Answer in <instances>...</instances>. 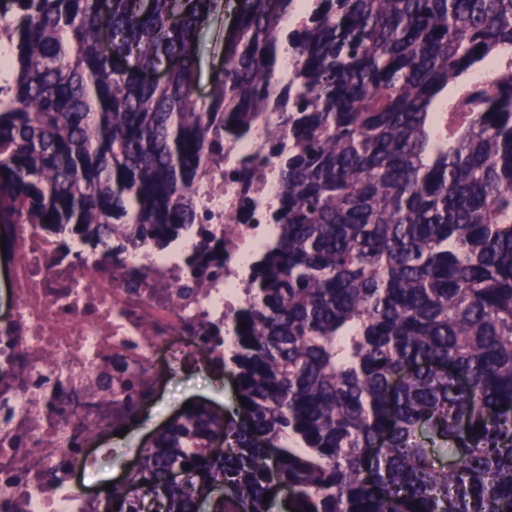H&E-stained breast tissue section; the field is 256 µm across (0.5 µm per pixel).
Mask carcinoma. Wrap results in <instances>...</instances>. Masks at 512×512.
Masks as SVG:
<instances>
[{
	"label": "carcinoma",
	"instance_id": "cac0c4a2",
	"mask_svg": "<svg viewBox=\"0 0 512 512\" xmlns=\"http://www.w3.org/2000/svg\"><path fill=\"white\" fill-rule=\"evenodd\" d=\"M295 2L242 0L200 98L197 31L226 0H0V220L108 249L199 223ZM314 3L279 234L224 356L246 405L186 410L100 512H199L217 485L220 512L280 486L297 512H512V0Z\"/></svg>",
	"mask_w": 512,
	"mask_h": 512
}]
</instances>
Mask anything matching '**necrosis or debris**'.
Segmentation results:
<instances>
[{"mask_svg": "<svg viewBox=\"0 0 512 512\" xmlns=\"http://www.w3.org/2000/svg\"><path fill=\"white\" fill-rule=\"evenodd\" d=\"M295 63L286 55L273 76L252 134L225 142L223 163L197 191L209 235L190 230L182 252L157 258L144 243L93 253L37 224L9 225L19 249L0 319V512H95L81 483L99 454L92 441L136 421L176 363L209 366L232 346L258 258L251 245L280 192L269 143L287 133ZM211 245L223 246L220 263L210 262Z\"/></svg>", "mask_w": 512, "mask_h": 512, "instance_id": "obj_1", "label": "necrosis or debris"}]
</instances>
